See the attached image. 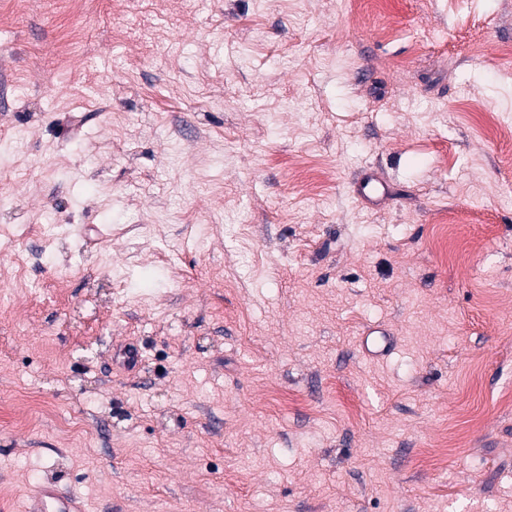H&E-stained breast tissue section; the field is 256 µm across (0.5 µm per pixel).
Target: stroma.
<instances>
[{
	"label": "stroma",
	"instance_id": "1",
	"mask_svg": "<svg viewBox=\"0 0 512 512\" xmlns=\"http://www.w3.org/2000/svg\"><path fill=\"white\" fill-rule=\"evenodd\" d=\"M507 46L512 0H0V512H512ZM26 512H85L84 502L73 495H66L56 484L44 482L34 487L28 495Z\"/></svg>",
	"mask_w": 512,
	"mask_h": 512
}]
</instances>
